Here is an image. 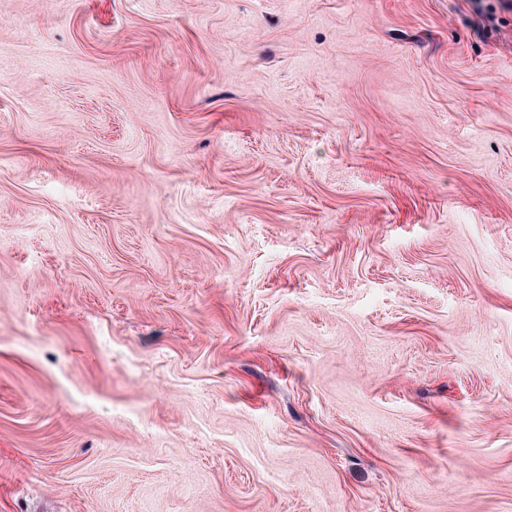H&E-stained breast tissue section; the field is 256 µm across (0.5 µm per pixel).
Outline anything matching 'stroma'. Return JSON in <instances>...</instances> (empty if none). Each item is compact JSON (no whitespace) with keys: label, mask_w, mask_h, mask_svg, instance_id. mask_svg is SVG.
Returning a JSON list of instances; mask_svg holds the SVG:
<instances>
[{"label":"stroma","mask_w":512,"mask_h":512,"mask_svg":"<svg viewBox=\"0 0 512 512\" xmlns=\"http://www.w3.org/2000/svg\"><path fill=\"white\" fill-rule=\"evenodd\" d=\"M0 512H512V9L0 0Z\"/></svg>","instance_id":"1"}]
</instances>
